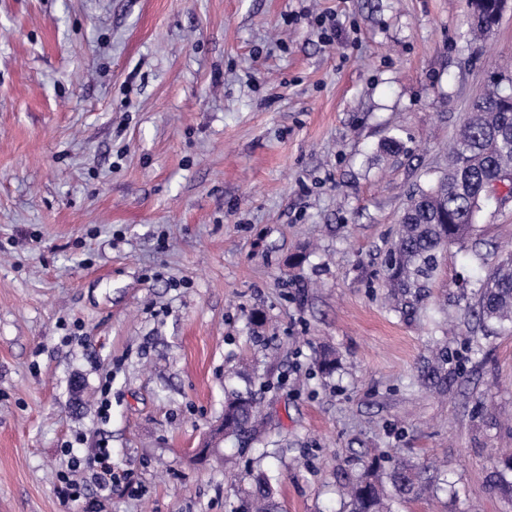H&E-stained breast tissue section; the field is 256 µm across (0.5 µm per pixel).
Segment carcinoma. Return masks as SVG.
I'll return each mask as SVG.
<instances>
[{
  "label": "carcinoma",
  "mask_w": 512,
  "mask_h": 512,
  "mask_svg": "<svg viewBox=\"0 0 512 512\" xmlns=\"http://www.w3.org/2000/svg\"><path fill=\"white\" fill-rule=\"evenodd\" d=\"M468 8V25L476 36L487 34L498 22L499 0H468ZM501 84L500 78L491 80L481 104L466 113L448 143V161L441 175L409 197L391 248L397 259L387 266L385 279L395 307L408 316L426 307L430 288L441 273L444 252L473 231L479 212L490 200L489 186L512 182V83L507 88ZM474 313L483 324L502 329L512 326V254L487 269ZM448 361L447 346L428 347L421 366L423 382L445 390ZM260 425L261 413L252 390L226 396L224 439L254 440ZM382 470L377 461L366 475L349 483V512H393L397 499L437 493L435 481L427 476L430 465L424 460H394L387 469L386 483L380 478ZM232 512H281L269 477L254 476Z\"/></svg>",
  "instance_id": "obj_1"
}]
</instances>
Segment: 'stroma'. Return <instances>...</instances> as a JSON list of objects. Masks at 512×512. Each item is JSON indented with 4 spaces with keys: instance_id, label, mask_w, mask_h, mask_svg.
I'll return each instance as SVG.
<instances>
[{
    "instance_id": "1",
    "label": "stroma",
    "mask_w": 512,
    "mask_h": 512,
    "mask_svg": "<svg viewBox=\"0 0 512 512\" xmlns=\"http://www.w3.org/2000/svg\"><path fill=\"white\" fill-rule=\"evenodd\" d=\"M467 11L0 0V512H82L55 476L65 448L101 446L118 479L100 512H231L250 469L283 512H347L342 485L398 457L445 484L395 512H512V331L472 314L512 199L449 246L428 312L385 289L409 193L490 74L512 79V0L480 38ZM432 340L443 395L419 381ZM249 385L265 432L220 443L231 473L198 450Z\"/></svg>"
}]
</instances>
